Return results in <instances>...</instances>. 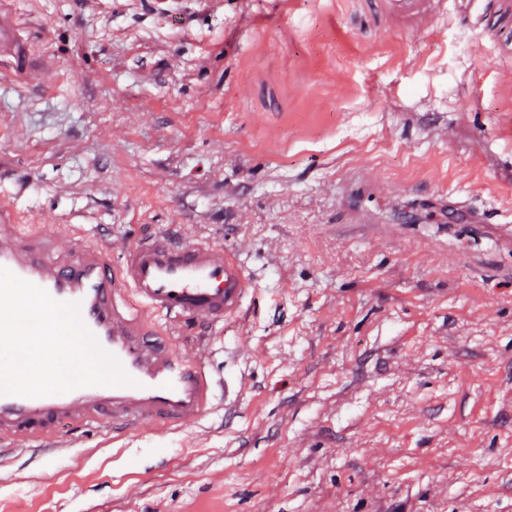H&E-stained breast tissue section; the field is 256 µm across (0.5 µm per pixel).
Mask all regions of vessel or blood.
I'll use <instances>...</instances> for the list:
<instances>
[{
  "label": "vessel or blood",
  "mask_w": 512,
  "mask_h": 512,
  "mask_svg": "<svg viewBox=\"0 0 512 512\" xmlns=\"http://www.w3.org/2000/svg\"><path fill=\"white\" fill-rule=\"evenodd\" d=\"M445 0H370L368 8L424 27ZM0 267L61 302L80 303L84 325L131 377L128 385L90 386L42 397L0 394V447L72 448L63 427L97 424L113 441L150 428L177 435L202 425L240 393L210 369L205 351L186 356L165 332L183 322L239 320L252 294L237 250L182 241L161 229L129 245L118 260L69 233L45 236L0 211Z\"/></svg>",
  "instance_id": "1"
}]
</instances>
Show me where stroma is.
<instances>
[{"mask_svg": "<svg viewBox=\"0 0 512 512\" xmlns=\"http://www.w3.org/2000/svg\"><path fill=\"white\" fill-rule=\"evenodd\" d=\"M0 0V209L234 245L231 418L0 452V512H512V11ZM370 11H383L416 26L425 27L443 13L445 0H367Z\"/></svg>", "mask_w": 512, "mask_h": 512, "instance_id": "stroma-1", "label": "stroma"}]
</instances>
